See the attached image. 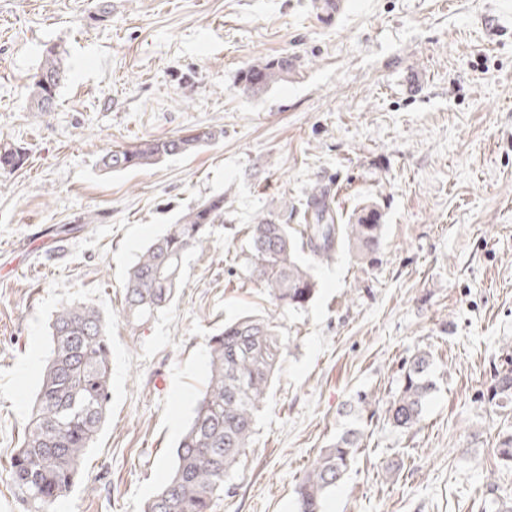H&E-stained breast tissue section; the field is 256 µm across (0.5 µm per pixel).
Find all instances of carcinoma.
<instances>
[{"instance_id": "1", "label": "carcinoma", "mask_w": 512, "mask_h": 512, "mask_svg": "<svg viewBox=\"0 0 512 512\" xmlns=\"http://www.w3.org/2000/svg\"><path fill=\"white\" fill-rule=\"evenodd\" d=\"M64 51L53 45L42 56L31 88V104L52 110L65 78ZM294 69L286 56L257 59L241 69L238 84L252 93L286 78ZM211 128L163 140L145 139L107 150L103 169L120 172L153 165L168 156L188 155L218 138ZM27 148L0 143V170L22 167ZM305 224H283L270 210L248 225L249 276L280 306L298 310L319 291L314 267L348 247L363 261L380 248L383 225L375 205H366L345 224L335 223L325 191L307 198ZM224 223V194L190 208L136 256L122 289V315L134 326L149 322L173 301L186 255L204 250L209 228ZM51 353L31 406L24 440L10 463V478L27 512H51L74 486L82 461L106 421L111 400L112 347L109 325L93 306L66 305L50 326ZM284 357L279 327L265 317L241 316L224 323L208 339L204 390L178 443L167 482L142 512H214L239 458L255 433L257 413ZM431 353L417 351L401 366L400 388L386 407L388 422L400 432L416 429L434 389ZM488 403L512 402V344L502 349L487 388ZM363 432L347 429L322 449L295 489L298 512H322V504L348 471ZM496 457L512 470V429L498 433Z\"/></svg>"}]
</instances>
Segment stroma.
Here are the masks:
<instances>
[{"instance_id":"1","label":"stroma","mask_w":512,"mask_h":512,"mask_svg":"<svg viewBox=\"0 0 512 512\" xmlns=\"http://www.w3.org/2000/svg\"><path fill=\"white\" fill-rule=\"evenodd\" d=\"M108 2L100 22L99 0H0V140L29 150L0 171V512H26L8 462L49 323L70 304L111 324V401L53 512H141L206 384L209 336L246 313L279 325L285 358L215 512H295L356 394L387 401L419 349L435 389L418 430L377 411L324 512H492V485L511 500L494 448L512 405L483 395L512 342V0H349L334 18L319 0ZM56 43L66 80L54 111L36 112L28 86ZM279 55L295 64L286 80L240 90L243 67ZM205 127L224 135L194 154L98 165L110 148ZM315 186L343 222L376 205L383 244L368 263L337 249L315 269L316 299L288 310L250 280L246 226L272 209L302 223ZM218 193L224 221L187 255L173 303L131 327L126 269Z\"/></svg>"}]
</instances>
